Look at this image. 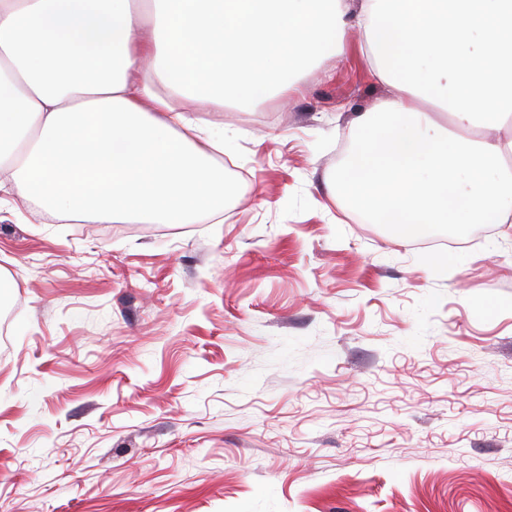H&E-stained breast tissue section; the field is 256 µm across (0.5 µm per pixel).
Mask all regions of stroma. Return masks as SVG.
I'll use <instances>...</instances> for the list:
<instances>
[{
	"mask_svg": "<svg viewBox=\"0 0 512 512\" xmlns=\"http://www.w3.org/2000/svg\"><path fill=\"white\" fill-rule=\"evenodd\" d=\"M359 43L206 113L223 217L0 197V512H512V223L428 247L333 199L390 94Z\"/></svg>",
	"mask_w": 512,
	"mask_h": 512,
	"instance_id": "stroma-1",
	"label": "stroma"
}]
</instances>
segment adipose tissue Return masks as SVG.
I'll use <instances>...</instances> for the list:
<instances>
[{"mask_svg": "<svg viewBox=\"0 0 512 512\" xmlns=\"http://www.w3.org/2000/svg\"><path fill=\"white\" fill-rule=\"evenodd\" d=\"M362 35L392 94L356 120L334 193L407 236L512 222V0H0V172L73 224H184L227 182L174 98L221 108Z\"/></svg>", "mask_w": 512, "mask_h": 512, "instance_id": "obj_1", "label": "adipose tissue"}]
</instances>
